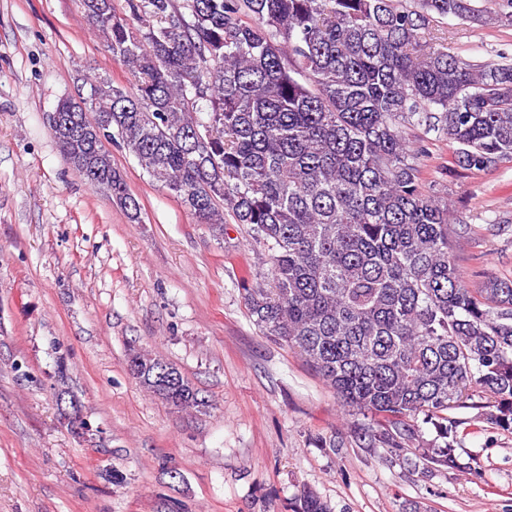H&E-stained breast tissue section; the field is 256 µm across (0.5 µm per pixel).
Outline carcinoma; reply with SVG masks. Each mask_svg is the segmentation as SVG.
<instances>
[{
	"label": "carcinoma",
	"mask_w": 512,
	"mask_h": 512,
	"mask_svg": "<svg viewBox=\"0 0 512 512\" xmlns=\"http://www.w3.org/2000/svg\"><path fill=\"white\" fill-rule=\"evenodd\" d=\"M132 87L89 81L58 103L85 140L53 137L128 219L142 208L104 137L135 157L216 238L245 224L270 280L245 289L263 336L299 355L370 418L360 444L410 449L418 418L454 468L477 391L512 430V279L468 288L450 254L448 205L421 189L403 127L457 144L454 164L512 159V63L474 65L434 41L433 16L512 23L490 0H78ZM139 383L177 411L206 406L176 365L130 349ZM290 512H329L303 489Z\"/></svg>",
	"instance_id": "carcinoma-1"
}]
</instances>
